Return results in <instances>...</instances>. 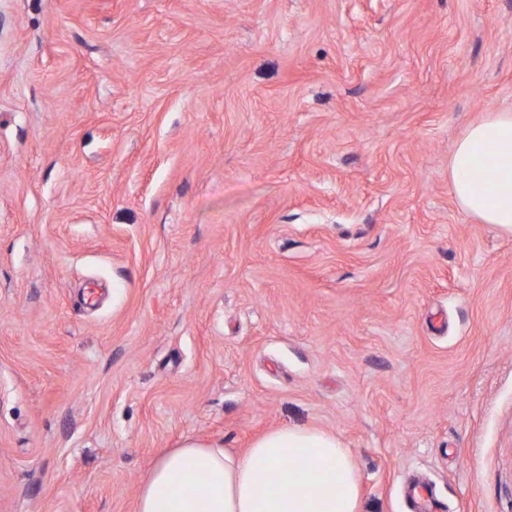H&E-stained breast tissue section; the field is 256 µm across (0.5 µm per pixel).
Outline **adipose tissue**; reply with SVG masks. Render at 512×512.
<instances>
[{"label":"adipose tissue","instance_id":"1","mask_svg":"<svg viewBox=\"0 0 512 512\" xmlns=\"http://www.w3.org/2000/svg\"><path fill=\"white\" fill-rule=\"evenodd\" d=\"M460 209L512 232V111L469 125L448 159ZM484 192H475V185ZM359 478L334 435L280 428L242 453L186 440L163 452L142 483L136 512H357Z\"/></svg>","mask_w":512,"mask_h":512}]
</instances>
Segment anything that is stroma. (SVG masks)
Listing matches in <instances>:
<instances>
[{"mask_svg":"<svg viewBox=\"0 0 512 512\" xmlns=\"http://www.w3.org/2000/svg\"><path fill=\"white\" fill-rule=\"evenodd\" d=\"M512 0H0V512L336 435L359 512H512V234L448 158Z\"/></svg>","mask_w":512,"mask_h":512,"instance_id":"35a3bbf8","label":"stroma"}]
</instances>
